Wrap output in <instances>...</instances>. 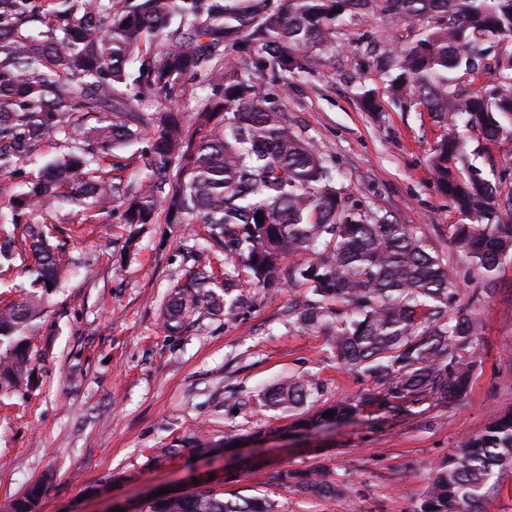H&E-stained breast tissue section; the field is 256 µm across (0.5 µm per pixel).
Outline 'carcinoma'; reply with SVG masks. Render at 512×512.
I'll use <instances>...</instances> for the list:
<instances>
[{
  "label": "carcinoma",
  "instance_id": "obj_1",
  "mask_svg": "<svg viewBox=\"0 0 512 512\" xmlns=\"http://www.w3.org/2000/svg\"><path fill=\"white\" fill-rule=\"evenodd\" d=\"M362 12L427 22L417 41L383 58L388 93L423 106L441 129L428 167L459 216L449 225L457 250L484 275L512 256V184L485 178L456 132L461 119L489 141L512 140V0H0V176L24 185L0 202V262L15 259L21 242L32 253L31 290L0 301V397L35 386L28 333L46 328L43 296L60 258L56 225L30 216L65 203L88 220L117 209L124 223L143 227L162 207L170 219L206 225V247L224 250L234 268L221 281L198 267L172 288L171 331L196 314L232 311L240 288L306 286L311 298L294 307L295 320L332 329L336 358L382 386L340 413L466 392L482 325L461 303L447 261L422 233L342 196L335 166L273 105L265 81L314 66L336 22ZM480 74L494 76L490 90L460 92L461 79ZM198 78L209 91L189 126L169 104ZM150 95L161 100L151 113L139 107ZM90 114L100 118L83 128L81 144L27 178L41 144ZM143 142L145 176L132 185L112 158ZM311 396L310 382L288 378L258 403L287 410ZM509 466L512 414L448 456L420 512H477ZM41 494L42 484L32 485L9 512H34ZM276 508L201 490L157 498L147 512Z\"/></svg>",
  "mask_w": 512,
  "mask_h": 512
}]
</instances>
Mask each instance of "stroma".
<instances>
[{
	"label": "stroma",
	"instance_id": "35a3bbf8",
	"mask_svg": "<svg viewBox=\"0 0 512 512\" xmlns=\"http://www.w3.org/2000/svg\"><path fill=\"white\" fill-rule=\"evenodd\" d=\"M419 33L378 13L346 18L314 68L270 90L336 165L351 199L422 231L447 259L482 325L464 398L392 411L365 405L351 419L320 423L323 409L379 386L337 360L329 330L293 323L306 287L246 288L232 314H203L168 332L166 294L196 260L218 275L231 266L220 251L196 257L205 228L161 221L137 232L120 212L90 224L67 205L34 215L60 229L65 267L44 304L55 333L34 339L38 385L0 401V503L39 483L38 512H145L159 489L200 486L265 497L278 512H419L434 470L512 412V259L487 291L456 252L448 227L458 215L427 164L439 128L422 106L393 103L375 64ZM365 89L380 111L363 110ZM465 138L485 177L512 178V140ZM285 376L310 381L312 398L285 411L256 408L258 394ZM198 438L214 453L195 447ZM316 469L334 495L279 480Z\"/></svg>",
	"mask_w": 512,
	"mask_h": 512
}]
</instances>
